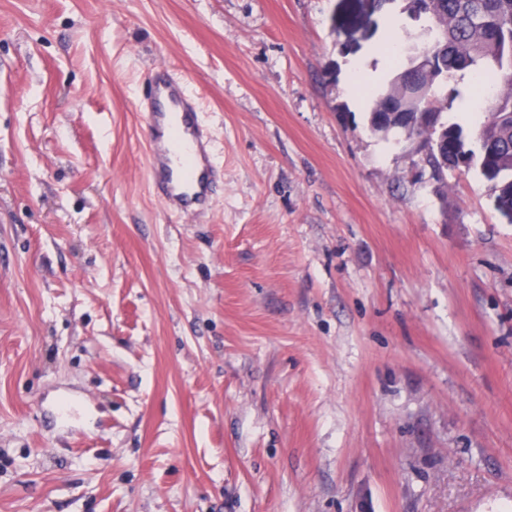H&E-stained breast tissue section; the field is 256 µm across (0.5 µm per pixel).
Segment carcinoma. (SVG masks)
I'll use <instances>...</instances> for the list:
<instances>
[{"mask_svg":"<svg viewBox=\"0 0 512 512\" xmlns=\"http://www.w3.org/2000/svg\"><path fill=\"white\" fill-rule=\"evenodd\" d=\"M400 12L414 26L403 28L404 55L390 77L366 94L370 130L401 131L438 180L477 167L512 219V0H401ZM466 72L499 84L471 131L444 118L448 100L470 95L458 87Z\"/></svg>","mask_w":512,"mask_h":512,"instance_id":"carcinoma-1","label":"carcinoma"}]
</instances>
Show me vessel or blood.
<instances>
[{
	"label": "vessel or blood",
	"mask_w": 512,
	"mask_h": 512,
	"mask_svg": "<svg viewBox=\"0 0 512 512\" xmlns=\"http://www.w3.org/2000/svg\"><path fill=\"white\" fill-rule=\"evenodd\" d=\"M139 108L150 133L147 154L154 194L175 214L203 210L222 171L212 160L199 95L184 79L152 78Z\"/></svg>",
	"instance_id": "vessel-or-blood-1"
}]
</instances>
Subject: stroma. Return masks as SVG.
I'll return each mask as SVG.
<instances>
[{
  "mask_svg": "<svg viewBox=\"0 0 512 512\" xmlns=\"http://www.w3.org/2000/svg\"><path fill=\"white\" fill-rule=\"evenodd\" d=\"M400 0H0V512H512V220L367 126ZM224 170L173 216L138 99ZM138 103L150 133L147 154L153 193L171 213L203 210L223 174L212 160L199 95L180 77H150Z\"/></svg>",
  "mask_w": 512,
  "mask_h": 512,
  "instance_id": "obj_1",
  "label": "stroma"
}]
</instances>
